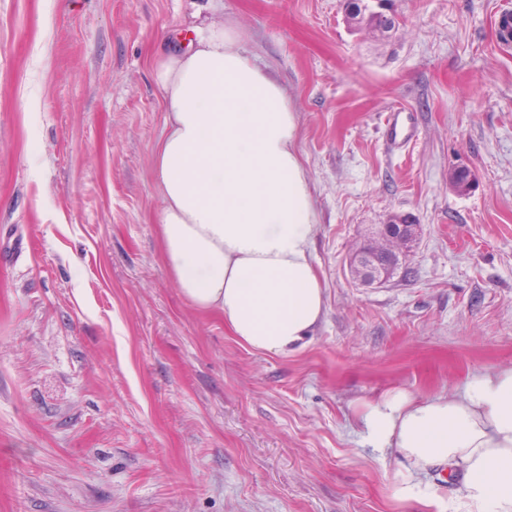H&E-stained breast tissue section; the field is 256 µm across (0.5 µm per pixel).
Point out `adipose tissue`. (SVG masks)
<instances>
[{"label": "adipose tissue", "instance_id": "obj_1", "mask_svg": "<svg viewBox=\"0 0 512 512\" xmlns=\"http://www.w3.org/2000/svg\"><path fill=\"white\" fill-rule=\"evenodd\" d=\"M164 131L154 152L155 222L181 297L223 318L244 347L281 356L326 314L312 245L319 231L287 90L233 25L196 29L156 66ZM366 441L403 459L392 496L433 506L420 474L448 466L467 512H512V369L427 398L403 388L362 405Z\"/></svg>", "mask_w": 512, "mask_h": 512}]
</instances>
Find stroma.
I'll return each instance as SVG.
<instances>
[{
    "instance_id": "obj_1",
    "label": "stroma",
    "mask_w": 512,
    "mask_h": 512,
    "mask_svg": "<svg viewBox=\"0 0 512 512\" xmlns=\"http://www.w3.org/2000/svg\"><path fill=\"white\" fill-rule=\"evenodd\" d=\"M396 5L380 37L344 0H0V512H433L392 499L359 409L512 368V0ZM210 23L298 114L327 313L286 356L162 262L155 53ZM396 213L419 238L364 285L349 255Z\"/></svg>"
}]
</instances>
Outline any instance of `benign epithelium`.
<instances>
[{
  "label": "benign epithelium",
  "instance_id": "benign-epithelium-1",
  "mask_svg": "<svg viewBox=\"0 0 512 512\" xmlns=\"http://www.w3.org/2000/svg\"><path fill=\"white\" fill-rule=\"evenodd\" d=\"M449 180L458 192H466L473 182L465 166L451 169ZM419 231L407 215L393 214L388 223L381 225L379 237L359 245L349 256L351 275L361 282L384 284L395 274L403 258L411 251Z\"/></svg>",
  "mask_w": 512,
  "mask_h": 512
}]
</instances>
